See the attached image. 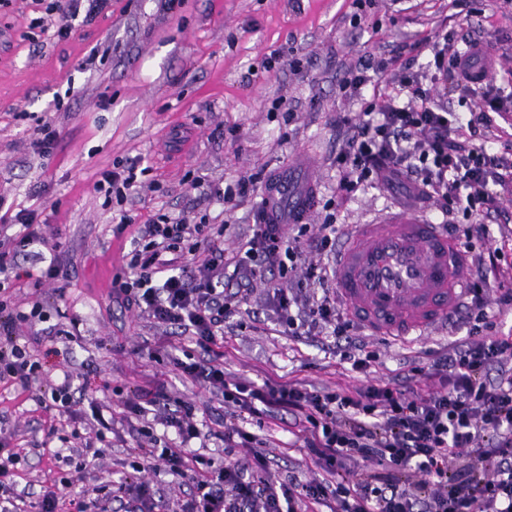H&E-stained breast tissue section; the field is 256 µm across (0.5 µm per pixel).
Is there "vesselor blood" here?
<instances>
[{"instance_id": "1", "label": "vessel or blood", "mask_w": 512, "mask_h": 512, "mask_svg": "<svg viewBox=\"0 0 512 512\" xmlns=\"http://www.w3.org/2000/svg\"><path fill=\"white\" fill-rule=\"evenodd\" d=\"M501 62L486 43L461 57L466 83L481 87ZM311 157L272 174L259 192L260 224H305L318 193ZM336 289L369 336L422 340L446 327L464 302L469 263L448 227L427 211L389 212L372 224L346 225L336 251Z\"/></svg>"}]
</instances>
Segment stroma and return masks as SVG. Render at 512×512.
<instances>
[{
	"mask_svg": "<svg viewBox=\"0 0 512 512\" xmlns=\"http://www.w3.org/2000/svg\"><path fill=\"white\" fill-rule=\"evenodd\" d=\"M352 0H112L91 20L76 22L70 37L34 27L41 0H11L0 8V195L13 208L41 211L57 250L45 251L59 267L56 279L33 288L30 276L42 261L20 260V277L8 290L15 305L40 301L52 322L74 326L53 353L30 344L44 363V378L60 383L73 375L80 410L89 402L120 412L126 393L153 377L167 383L172 398L194 405L197 422L213 436V467L224 463L222 398L193 383L175 364L188 337L139 317L112 296V277L131 250L138 225L158 212H187L193 176L232 182L241 175L287 168L299 152L311 154L320 182L319 202L336 192V147L347 135L337 126L342 105L339 82L366 53H390L443 29L456 32L449 0H373L365 18L352 22ZM499 0H468L465 32L498 42L502 66L512 69V8ZM293 48L304 69L265 72L270 51ZM105 51L84 69L91 49ZM281 111H274L273 102ZM295 118L286 121L285 109ZM41 120L60 137L43 166H35L31 141ZM144 168L131 206L132 225L117 231L110 208L94 190L101 170L113 163ZM401 194L365 188L336 210L339 224H358L401 208ZM253 200L226 212L224 251L232 253L252 228ZM332 339H294L281 333L263 289L240 309L239 325L225 323L224 371L231 378L263 382L297 378L317 387L358 386L361 376L345 371ZM436 343L381 345V361L370 378L386 382L428 362ZM69 416L39 406L31 392L0 385V440L17 455L16 492L37 502L43 486L69 478L67 497L130 472L138 437L124 425L112 449L81 468L83 440L70 438ZM69 437V462L48 467L34 449L48 427ZM294 420L278 413L264 430L248 424L264 441L272 473L309 476L295 445Z\"/></svg>",
	"mask_w": 512,
	"mask_h": 512,
	"instance_id": "stroma-1",
	"label": "stroma"
}]
</instances>
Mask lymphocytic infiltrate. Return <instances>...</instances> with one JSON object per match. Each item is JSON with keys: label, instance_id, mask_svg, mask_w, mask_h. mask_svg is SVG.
I'll list each match as a JSON object with an SVG mask.
<instances>
[{"label": "lymphocytic infiltrate", "instance_id": "1", "mask_svg": "<svg viewBox=\"0 0 512 512\" xmlns=\"http://www.w3.org/2000/svg\"><path fill=\"white\" fill-rule=\"evenodd\" d=\"M108 0H48L45 12L66 37L80 13L94 15ZM429 53L424 71L402 57H370L351 68L339 85L343 95L361 99L356 118L341 114L350 135L336 154L341 196L361 186L401 187L410 201L438 205L444 216L462 215L453 230L465 248L484 238V218L512 203V160L494 152L484 134L494 113L512 103V94L479 98V90L458 72V42L448 34L413 45ZM455 84L470 104L468 119L449 111L438 93L440 79ZM374 86L363 97L366 86ZM258 178L244 176L221 186L204 176L192 178L200 201L225 207L257 191ZM139 186L136 166L114 165L95 184L106 203L119 204V227L131 224L123 206ZM0 222L16 224L15 236L0 235V281L10 280L19 258L48 245V226L37 210L4 209ZM207 218L161 213L135 241L126 270L112 288L128 308L188 335L199 355L179 361L182 374L219 391L233 411L224 421V445L240 449L213 471L192 440L204 432L194 407L172 402L164 386L140 387L122 398L124 414L153 413L156 424L175 431L173 439L150 436L138 442L131 472L109 497L79 494L75 512H110V500L128 495L137 512H160L150 493V477L167 474L191 484L177 512H512V336L502 334L489 304L512 310V264L501 247L486 246L472 256L466 302L454 328L463 340L433 350L428 364L411 368L403 380L355 388H315L299 381L268 379L257 385L226 377L223 364L208 354L224 333V320L245 303L257 285L268 291L278 323L290 336H328L351 371L366 373L380 353L358 339V327L338 304L334 274L325 259L336 249L342 227L326 214L317 229L296 224L281 231L258 224L235 255L225 257L220 238H206ZM186 250L191 266L175 265L170 253ZM322 262L299 269L305 250ZM234 270L219 279L223 263ZM40 302L30 310L0 300V382L31 389L43 364L20 343L22 325L46 321ZM282 410L299 418L296 440L321 478L289 475L278 480L255 450L254 434L238 426L242 416L257 421Z\"/></svg>", "mask_w": 512, "mask_h": 512}]
</instances>
